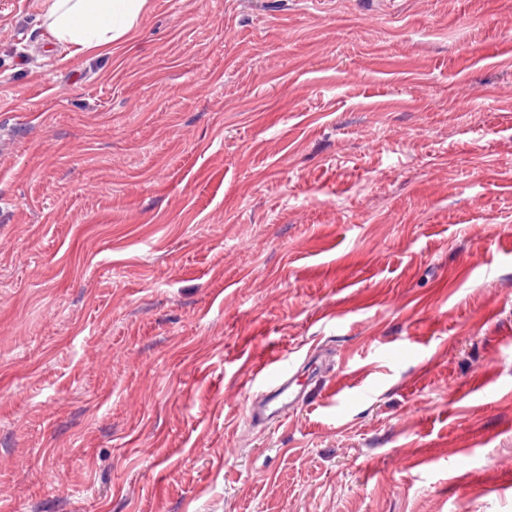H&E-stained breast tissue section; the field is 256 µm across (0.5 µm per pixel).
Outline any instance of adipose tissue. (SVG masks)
<instances>
[{
    "label": "adipose tissue",
    "instance_id": "ef3b65f1",
    "mask_svg": "<svg viewBox=\"0 0 512 512\" xmlns=\"http://www.w3.org/2000/svg\"><path fill=\"white\" fill-rule=\"evenodd\" d=\"M147 0H48L47 29L72 54H102L128 39Z\"/></svg>",
    "mask_w": 512,
    "mask_h": 512
}]
</instances>
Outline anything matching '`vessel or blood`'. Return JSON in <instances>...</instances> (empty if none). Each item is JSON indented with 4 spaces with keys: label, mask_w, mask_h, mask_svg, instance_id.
Returning a JSON list of instances; mask_svg holds the SVG:
<instances>
[{
    "label": "vessel or blood",
    "mask_w": 512,
    "mask_h": 512,
    "mask_svg": "<svg viewBox=\"0 0 512 512\" xmlns=\"http://www.w3.org/2000/svg\"><path fill=\"white\" fill-rule=\"evenodd\" d=\"M250 372L258 391L250 408V417L261 421L268 418H287L305 399L304 392L294 391V363L278 351L253 358Z\"/></svg>",
    "instance_id": "b4317fda"
}]
</instances>
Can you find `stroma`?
<instances>
[{
	"mask_svg": "<svg viewBox=\"0 0 512 512\" xmlns=\"http://www.w3.org/2000/svg\"><path fill=\"white\" fill-rule=\"evenodd\" d=\"M0 0V512H512V0ZM321 373L252 426L249 361ZM45 18L54 42L71 55L107 52L135 31L147 0H47Z\"/></svg>",
	"mask_w": 512,
	"mask_h": 512,
	"instance_id": "35a3bbf8",
	"label": "stroma"
}]
</instances>
